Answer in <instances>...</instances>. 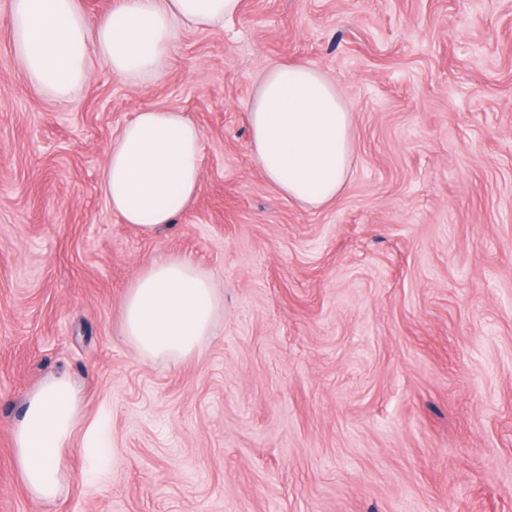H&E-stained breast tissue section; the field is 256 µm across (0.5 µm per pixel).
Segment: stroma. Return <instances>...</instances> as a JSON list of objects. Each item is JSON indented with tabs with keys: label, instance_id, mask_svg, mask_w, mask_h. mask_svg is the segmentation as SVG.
<instances>
[{
	"label": "stroma",
	"instance_id": "stroma-1",
	"mask_svg": "<svg viewBox=\"0 0 512 512\" xmlns=\"http://www.w3.org/2000/svg\"><path fill=\"white\" fill-rule=\"evenodd\" d=\"M300 59L353 115L320 210L250 151L258 79ZM144 108L203 138L195 200L152 235L100 189ZM171 255L222 297L177 365L123 331ZM60 374L82 413L43 502L11 428ZM0 512H512V0H244L179 31L161 77L99 64L67 101L26 82L0 0Z\"/></svg>",
	"mask_w": 512,
	"mask_h": 512
}]
</instances>
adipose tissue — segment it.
I'll return each instance as SVG.
<instances>
[{
    "label": "adipose tissue",
    "instance_id": "1",
    "mask_svg": "<svg viewBox=\"0 0 512 512\" xmlns=\"http://www.w3.org/2000/svg\"><path fill=\"white\" fill-rule=\"evenodd\" d=\"M243 0H117L90 19L79 0H11L13 37L29 83L64 99L85 86L94 63L135 80L160 74L182 29L212 30L236 16ZM246 110L251 153L262 175L289 201L311 209L346 186L354 151L352 113L316 64L269 68ZM202 138L184 113L140 110L113 140L101 190L123 223L151 234L195 199ZM221 311L212 280L183 257L157 259L129 285L124 330L142 357L172 364L197 355ZM82 410L64 374L28 393L13 429L15 463L30 496L64 492L65 450Z\"/></svg>",
    "mask_w": 512,
    "mask_h": 512
}]
</instances>
